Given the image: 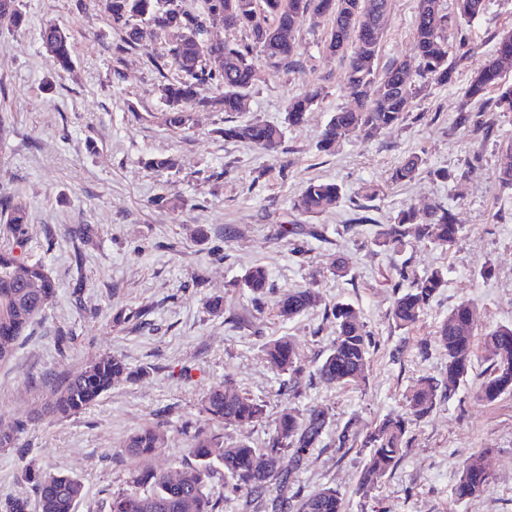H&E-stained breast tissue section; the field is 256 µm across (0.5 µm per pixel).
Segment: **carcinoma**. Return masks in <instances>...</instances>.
<instances>
[{
    "label": "carcinoma",
    "mask_w": 512,
    "mask_h": 512,
    "mask_svg": "<svg viewBox=\"0 0 512 512\" xmlns=\"http://www.w3.org/2000/svg\"><path fill=\"white\" fill-rule=\"evenodd\" d=\"M455 15H450L446 0H418L414 40L418 67L409 72L407 61H394L377 69L376 60L391 9V0H202V7L190 11L183 0H105L112 29L120 34L112 55L140 49L145 29L165 37L163 52L149 56L160 77L159 90L165 108L162 121L178 129L190 121L196 106L213 112H243L253 88L261 81L262 68L288 72L299 62L296 38L297 19L309 11L332 20L323 48L333 56L348 60L345 80L354 106L334 112L322 130L318 151L329 154L354 136H373L401 123L410 111L417 87L425 82L448 81L452 45L448 30L455 20H472L483 14L486 0H453ZM7 16L16 28L25 24L20 0H0V17ZM230 22L248 32V42L226 45L210 38L216 22ZM40 39L58 72L74 64L70 38L57 26L43 27ZM512 70V30L496 36L493 54L471 73L464 96L482 104L488 93L497 95L493 112H512V85L502 81ZM213 87L214 95L201 98L198 89ZM318 93L294 97L288 104L286 123L300 126L307 120ZM226 141L251 143L268 153L282 147L280 126L261 121L227 125L218 130ZM423 166L417 155L395 168L396 182L412 180ZM498 181L512 190V144L506 145L498 167ZM342 187L336 183L311 181L293 200L292 209L317 215L338 207ZM0 219L8 224L14 242L0 247V364L13 356L20 338L42 317L56 292V282L39 261L16 253L24 246L28 211L13 198H0ZM462 226L452 211L435 204L419 211L401 210L392 224H386L374 239L385 251L401 253L409 246L407 237L436 247H451L459 239ZM401 280L411 282L394 297L390 317L400 330L413 328L433 298L446 288L448 272L437 268L418 276L408 262L397 268ZM238 287L255 300L262 299L270 287L269 276L261 265L250 267ZM318 295L310 287L284 290L275 300L280 317L293 319L316 305ZM336 323V338L317 369L320 379L337 385H357L365 379L371 336L360 320L356 307L338 301L330 307ZM479 316L471 303H460L437 326L447 366L441 377L423 376L406 396L407 415L385 419L366 432L361 447L367 449L356 480V494L370 496L381 480L399 464L406 446L410 419L428 415L443 400L450 399L471 371L473 332ZM481 347L487 368L481 373L478 395L487 402L512 392V325H498L482 333ZM267 362L276 371L293 377L303 370V360L293 342L286 337L265 343ZM135 376L126 361L102 355L91 361L78 375L64 380L51 391L47 404L50 414L66 419L80 413L107 393L120 379ZM199 412L216 425L232 426L260 423L266 418V404L224 383L210 385L202 394ZM329 408L314 405L300 412L286 403L274 429L261 448L248 443L224 444V438L200 428L187 431L189 454L195 464L181 471H136L126 486L112 492L111 512H218L209 479L214 469L224 474V488L240 497L248 507L258 501L271 512H344L343 494L332 487L311 494L283 495L291 471L297 469L318 447L330 427ZM165 442L164 432L144 426L128 437L120 452L134 458L151 456ZM25 481L38 495L39 512H74L84 496L82 482L68 474H45L29 464L23 470ZM491 476L483 453L468 457L454 487L460 500L483 496L490 490ZM277 489L272 498L265 494Z\"/></svg>",
    "instance_id": "obj_1"
}]
</instances>
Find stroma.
Masks as SVG:
<instances>
[{"label":"stroma","instance_id":"1","mask_svg":"<svg viewBox=\"0 0 512 512\" xmlns=\"http://www.w3.org/2000/svg\"><path fill=\"white\" fill-rule=\"evenodd\" d=\"M27 22L15 29L0 20V197L23 200L28 209L25 254L45 263L57 294L43 320L21 339L14 358L0 365V429L24 422L14 448H0V505L14 497L35 500L22 477L26 464L47 474L79 479L85 495L75 512H110L112 492L137 470L173 471L191 466L186 427H206L197 400L224 381L263 399L269 418L258 425L223 428L225 442L262 447L284 395L281 377L265 362L262 345L292 337L305 364L296 378V405L328 406L333 426L308 460L292 471L290 491L308 494L333 487L345 512H512V394L486 403L476 397L485 368L482 351L453 399L412 422L399 465L368 498L354 493L362 465L360 448L336 451L337 428L351 424L365 434L381 419L404 413V395L422 375L441 376L447 359L436 334L457 304L479 309L481 328L512 324V191L497 180L498 157L512 141V113H491L493 131L481 137L456 128L466 103L471 71L495 49L496 36L512 30V0H487L483 15L455 29L476 51L459 63L450 82L429 83L407 118L370 140L353 138L325 155L318 136L333 112L352 106L344 84L346 63L323 51L329 17L298 22L302 65L282 74L268 70L250 94L246 111L195 108L189 128L161 120L158 75L147 61L162 45L144 36L141 49L115 61L118 36L103 0H21ZM416 0H392L378 64L415 57ZM49 23L74 46V66L55 72L40 40ZM321 89L305 124L285 123L289 99ZM259 119L284 128L278 157L243 142L224 140L221 127ZM425 161L415 180L395 183L393 168L409 154ZM155 155L174 168L149 169ZM446 168L455 180L441 181ZM340 184L338 208L308 216L292 201L309 181ZM374 189L365 198L366 189ZM367 203L371 223L354 224L356 204ZM441 203L463 231L448 251L415 243L416 273L448 271V286L420 321L401 331L388 318L398 257L374 246L380 225L406 207ZM209 231L195 240V226ZM348 261L351 278L332 276ZM263 265L275 293L315 284L320 306L285 320L273 296L255 303L235 283ZM220 296L224 311L206 309ZM345 299L359 309L372 336L366 379L339 387L316 374L336 336L329 307ZM148 309L146 323L136 311ZM71 332L59 350L57 329ZM101 354L126 360L136 371L89 409L57 421L41 414L50 390L80 373ZM160 427L162 448L146 459L121 455L128 435L142 425ZM485 451L490 491L460 500L454 486L462 464Z\"/></svg>","mask_w":512,"mask_h":512}]
</instances>
